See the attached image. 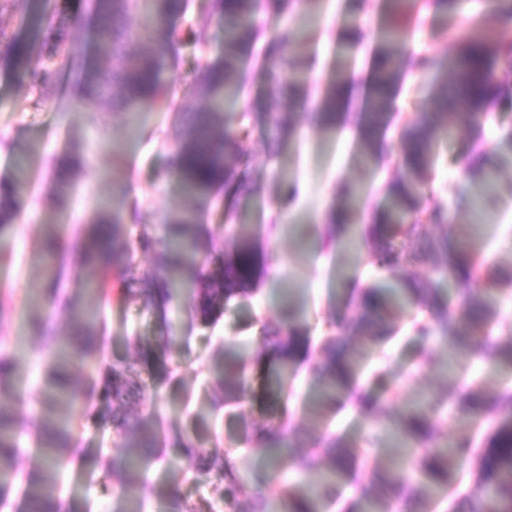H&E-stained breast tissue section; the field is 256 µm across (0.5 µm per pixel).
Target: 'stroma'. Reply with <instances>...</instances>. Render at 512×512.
<instances>
[{
	"label": "stroma",
	"mask_w": 512,
	"mask_h": 512,
	"mask_svg": "<svg viewBox=\"0 0 512 512\" xmlns=\"http://www.w3.org/2000/svg\"><path fill=\"white\" fill-rule=\"evenodd\" d=\"M281 12L262 7L253 17L257 30L247 57L252 65L244 97L259 101L258 109L237 108L234 129L244 131L241 142L248 165L245 178L251 193L239 200L234 223L224 221V205L214 204L200 215L203 241L217 244L236 233L239 226L261 229L262 251L275 253L278 264L256 282L254 293L234 299L223 313L209 323L181 316L174 325H165L151 310L140 304L129 306L107 302L102 313L107 322L104 355L112 359L134 358L138 343H151L170 334L179 338L172 350L175 371L170 378L149 386L150 402L130 401L127 412L144 416L147 409L181 425L199 447H211L214 436H222L241 468L252 481L249 491L276 498L280 485L300 480L307 484L320 479V466L303 474L275 472L270 457L257 452L246 434L275 417L278 393L269 386L272 365L252 360L249 384L237 407L213 409L223 392L208 368L225 340L251 345V329L256 319L284 321L288 303L296 301L304 310V326L311 352H318L323 336L330 331L332 315L345 296V267L356 264L358 280L372 284L388 281L389 275L376 271L368 259L353 262L343 249L321 248L317 242L325 227L324 217L332 209L354 198L353 225L365 224L386 206L382 186L399 173L396 162L401 153L396 126L385 132L393 160L384 167L365 165L367 149L358 135L362 116L350 105L336 128L322 127L315 113L330 86L338 77H350L365 85L379 26L387 15L384 0H287ZM35 9L33 0H8L0 9V182L20 181L23 186L19 215L14 224L0 231V249L8 254L0 261V348L11 344L13 336L24 338L17 352L14 381L26 400L22 411L38 418L32 399L44 373L45 354L39 339L28 325L40 316L53 317L61 338H68L78 324L71 314L35 299L32 288L47 278L43 260L49 227H56L69 289L82 287L94 277L74 248L72 231L90 223L96 211L120 207L125 224L136 234L159 236L173 218L194 208L169 161L178 146L176 120L190 118L205 109L207 100L186 93V80L224 53V20L213 14L208 0H185L183 12L174 24L180 33L177 63L164 72L170 91V109L156 110L131 124L125 113L112 111L108 101L90 105L74 93L73 75L55 69L49 82L33 83L29 72L48 65L45 54L33 53L26 71H16L8 52L12 38L27 36L24 21ZM485 11L483 0H469L455 12L421 10L409 34L406 51L411 55L434 53L448 58L455 51L448 40L452 26L470 24ZM73 41L81 46L86 63L96 57L97 36L91 0H61L56 16ZM207 28L208 43L192 42V29ZM298 31L299 39L284 45L281 58L300 60L302 105L294 107L271 99L265 88L261 61L273 33ZM434 91L431 77L417 71L403 74L395 99L401 121L408 122L430 111ZM289 118L294 134L271 150L277 122ZM468 138L463 131L449 132L439 141L433 176L426 192L448 210L444 224H428L426 234L451 235L489 262L512 270V166H494L500 194L495 202L481 203L465 169ZM80 153L88 164L83 172L64 175L60 162L65 155ZM453 356L456 375L480 380L487 393L512 387V372L493 367L480 354L478 342L449 352L440 342L427 343L413 335L408 321H401L390 337L366 363L361 382L378 401V410L366 419L350 407L328 409L325 426L329 432L354 441L369 459H385L388 450L380 436L391 417L415 396L438 397L451 386L441 366ZM312 361L298 365L292 385L296 409L294 445H305L317 433L316 419L304 413V403L313 401ZM72 434L83 453L60 476L57 496L67 512H112L118 491L115 477L101 472L99 455L119 454V440L112 429L87 420L76 412ZM177 448L166 447L164 461L150 464L145 471L151 488L145 512H161L156 489L170 487L194 499L221 501L224 486L203 471L174 478L169 463L179 461Z\"/></svg>",
	"instance_id": "1"
}]
</instances>
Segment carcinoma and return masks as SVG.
<instances>
[{"mask_svg":"<svg viewBox=\"0 0 512 512\" xmlns=\"http://www.w3.org/2000/svg\"><path fill=\"white\" fill-rule=\"evenodd\" d=\"M487 15L496 23L512 20V0H489ZM210 10L224 18V57L203 71L194 73L188 90L211 102L196 113L191 123L180 128L179 146L174 159L176 173L197 201V208L173 220L175 227L160 237H130L121 213H99L92 223L79 228L75 245L86 261L95 265L98 278L85 292L92 303L76 307L70 300L64 281H53L42 293L62 307H75L81 330L65 345H60L56 324L44 318L38 324V336L46 355V369L38 391L40 420L36 448L38 468L28 474L18 467L21 450L18 432L23 418L14 409L17 389L13 381L14 358L0 352V506L8 504L13 486L24 488L26 512H65L64 504L54 496L60 468L80 453L74 445L71 424L78 395L73 388L70 368L80 362L100 364L98 390L88 416L104 427H112L123 448L116 460L103 456L100 468L117 474L119 492L112 512H133L135 504L143 508L141 467L161 458V441H171L181 449L185 464L181 475L206 471L224 483V512H274L269 498L246 493L249 474L241 469L230 449L221 443L200 448L182 429L172 426L162 433L160 421L152 414L129 420L119 412L124 398L146 395L147 385L133 362H101L102 349L96 340L104 339V327L96 302L115 290L118 300H140L163 321L169 313L180 311L204 323L222 312L230 301L251 291V275L259 252L256 237L250 231L232 236L224 248L199 249L201 225L198 209L224 199L232 205L245 187L239 175L242 165L241 134L229 127L227 109L234 105L248 78L245 51L256 37L250 19L257 0H210ZM144 14L143 33L153 44L151 52L130 56L124 49L129 36L126 22L136 10ZM184 9L181 0H96L95 14L99 34V65L83 71L80 48L66 46L65 32L53 24L58 10L52 0H44L32 19L38 33L52 44L61 67L80 74L76 85L80 96L95 103L108 96L112 106L125 112L145 115L164 95L163 72L175 60L177 43L173 18ZM405 0H390V17L381 28L373 55V70L367 90L362 94L360 126L369 147L368 157L377 164L387 158L382 130L392 113V102L405 69L432 74L436 95L433 110L401 130L403 172L385 186L387 210L363 228L362 241L368 247L371 263L379 270L396 275L412 261L430 260L453 281L466 285L485 278L482 292L465 291L462 314L453 316L440 289L413 279L398 280L386 287L354 288L344 299L331 322L332 333L320 345V361L312 370V380L323 404L339 400L349 402L368 418L377 401L359 382L367 354L393 335L395 323L407 310L419 303L428 304L433 321H413L411 330L424 341L459 346L477 338L483 358L494 366L512 367V337L492 339L484 332L498 315L493 292L503 280L496 270L485 267L484 260L451 236L426 241L419 253L408 245L421 237L423 223L442 224L447 210L431 201L423 188L435 163L434 148L447 131L448 107L459 113L471 143L466 160L477 192L485 193L491 185L492 172L485 168V150L481 140L483 120L512 88V44L489 37H479L464 26L448 29V40L457 47L448 60L434 55L409 56L405 51L408 29L403 23ZM286 36L280 35L268 49L270 63L264 68L267 93L271 98L298 103L299 90L283 72L279 49ZM36 40L15 39L12 55L15 65L24 69ZM503 68V75L497 74ZM341 84L336 81L326 93L318 121L335 124L340 116ZM222 129L216 134V129ZM22 186L11 182L0 187V228L9 226L18 211ZM141 254L156 260L157 272L151 287L141 291L132 287L135 257ZM305 340L303 323L292 315L283 323L269 322L259 341L260 352L279 366L276 384L288 393V374L298 361V347ZM175 337L165 336L144 353V361H153L165 374L173 373L169 352ZM210 373L224 391V405L241 400L246 382L244 356L233 341L224 344L220 359ZM450 404L458 418L470 425L491 422L489 445L478 444L471 437L448 443L436 436L434 418L445 404ZM294 414L283 406L280 415L258 428L255 436L264 439L274 454L278 467L308 471L317 461L326 462L322 482L326 489L347 483L356 485L355 499L346 512H392L401 504L407 512H438L447 504V512H512V389L505 387L493 397L460 380L445 396L406 406L392 419L396 443L384 462L366 458L357 444L335 435L312 436L306 451L295 452L288 444L293 431ZM470 464V480L460 489L459 470ZM280 512H327L326 494L308 485L293 482L279 496ZM163 512H213V506L177 493L164 496Z\"/></svg>","mask_w":512,"mask_h":512,"instance_id":"carcinoma-1","label":"carcinoma"}]
</instances>
